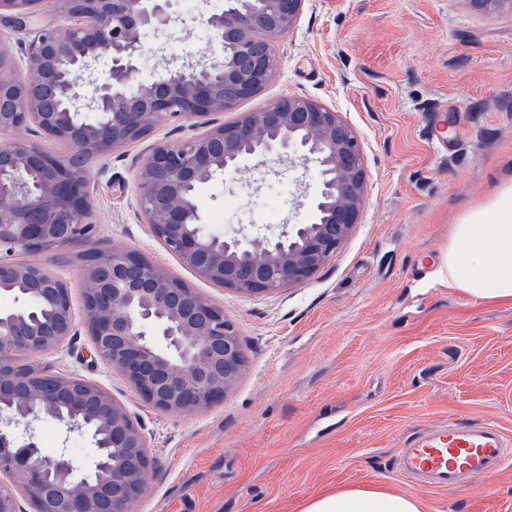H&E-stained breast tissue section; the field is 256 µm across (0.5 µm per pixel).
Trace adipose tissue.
Segmentation results:
<instances>
[{"mask_svg":"<svg viewBox=\"0 0 512 512\" xmlns=\"http://www.w3.org/2000/svg\"><path fill=\"white\" fill-rule=\"evenodd\" d=\"M444 266L448 284L485 302H512V179L456 217ZM301 512H419L415 499L373 488L339 489L304 502Z\"/></svg>","mask_w":512,"mask_h":512,"instance_id":"adipose-tissue-1","label":"adipose tissue"}]
</instances>
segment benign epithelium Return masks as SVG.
<instances>
[{
	"instance_id": "1",
	"label": "benign epithelium",
	"mask_w": 512,
	"mask_h": 512,
	"mask_svg": "<svg viewBox=\"0 0 512 512\" xmlns=\"http://www.w3.org/2000/svg\"><path fill=\"white\" fill-rule=\"evenodd\" d=\"M304 0H224L204 19L212 32L203 59L138 80L142 33L175 23L170 0H52L51 19L37 21L42 0H0V23L26 34L0 40V294L53 302L54 323H31L25 308L0 312V474L15 478L33 512H131L152 460L141 428L101 386L59 374L41 362L30 377L19 358L46 359L83 325L97 357L120 371L141 398L164 412L190 413L224 400L242 363L236 325L224 308L150 263L113 246L77 262L82 305L50 269L58 253L97 236L93 175L75 165L104 158L178 118L191 134L160 140L136 172L138 204L165 247L209 283L242 294L284 291L310 279L358 223L367 171L355 130L336 110L307 97H282L233 124L205 118L235 109L265 89L278 69L275 45L289 36ZM109 56L101 77L95 65ZM25 74L16 76L17 60ZM67 143L66 157L41 149L38 134ZM301 152L319 165L309 224L283 225L273 250L201 230L199 188L238 170L244 157ZM24 255L27 261L17 260ZM166 341L159 350L148 335ZM50 416L89 433L94 475L77 478L65 454H45L31 423ZM0 512H23L12 485L0 484Z\"/></svg>"
}]
</instances>
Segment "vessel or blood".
<instances>
[{
  "label": "vessel or blood",
  "mask_w": 512,
  "mask_h": 512,
  "mask_svg": "<svg viewBox=\"0 0 512 512\" xmlns=\"http://www.w3.org/2000/svg\"><path fill=\"white\" fill-rule=\"evenodd\" d=\"M512 461V438L493 422L448 420L405 442L396 461L409 486L456 490L498 474Z\"/></svg>",
  "instance_id": "vessel-or-blood-1"
}]
</instances>
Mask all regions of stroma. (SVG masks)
I'll return each mask as SVG.
<instances>
[{
    "label": "stroma",
    "instance_id": "obj_1",
    "mask_svg": "<svg viewBox=\"0 0 512 512\" xmlns=\"http://www.w3.org/2000/svg\"><path fill=\"white\" fill-rule=\"evenodd\" d=\"M170 0L171 35L147 33L139 68L156 78L165 58L196 61L206 47L200 16ZM273 81L235 122L283 96L340 112L363 147L368 186L348 238L307 281L272 294H241L200 278L168 252L136 202L142 157L184 135L172 119L115 151L95 178V247L114 245L223 306L246 362L223 402L193 413L146 403L120 372L96 358L85 328L53 361L105 388L141 427L153 468L132 512H299L310 498L371 486L418 500L420 512H512V464L455 491L417 490L396 472L404 442L455 418L491 421L512 435V302L475 301L448 285L442 257L452 220L512 177V8L486 17L472 0H305L277 47ZM317 164L243 159L231 178L199 189L202 230H261L274 248L281 225L306 224ZM291 193L277 223L261 221L272 188ZM238 202L219 223L226 200ZM42 447L92 474L89 434L52 420Z\"/></svg>",
    "mask_w": 512,
    "mask_h": 512
}]
</instances>
